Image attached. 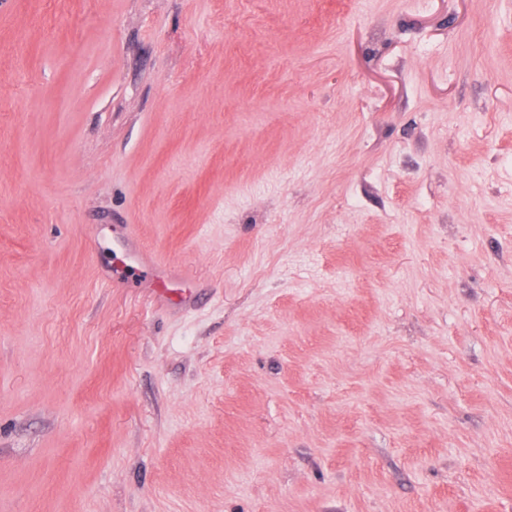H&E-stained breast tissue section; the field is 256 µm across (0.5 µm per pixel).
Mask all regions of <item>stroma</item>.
Instances as JSON below:
<instances>
[{"instance_id":"stroma-1","label":"stroma","mask_w":512,"mask_h":512,"mask_svg":"<svg viewBox=\"0 0 512 512\" xmlns=\"http://www.w3.org/2000/svg\"><path fill=\"white\" fill-rule=\"evenodd\" d=\"M0 512H512V0H0Z\"/></svg>"}]
</instances>
